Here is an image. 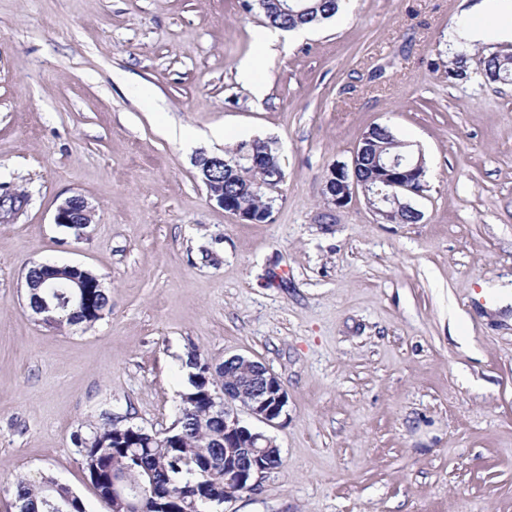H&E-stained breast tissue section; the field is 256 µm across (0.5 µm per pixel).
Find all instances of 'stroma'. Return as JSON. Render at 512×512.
<instances>
[{
	"mask_svg": "<svg viewBox=\"0 0 512 512\" xmlns=\"http://www.w3.org/2000/svg\"><path fill=\"white\" fill-rule=\"evenodd\" d=\"M277 44L255 96L239 64L266 20L240 0H0V512L52 476L111 512L72 443L109 409L171 427L181 360H259L288 393L258 493L222 512H512V82L475 45L449 79L462 0H350ZM387 126L424 157L414 224L362 191L327 211L332 164ZM224 139L204 146L172 129ZM261 138L286 178L270 222L209 202L194 164ZM95 221L54 222L67 197ZM102 277L112 308L52 328L27 307L35 263ZM485 74L491 80L508 81L512 79V55L508 57V61H504L502 56H489L484 61ZM94 210L88 201L80 195H74L66 198L57 208L54 222L61 227L67 224H75L69 226L70 233L77 238L78 233L83 225L80 235L83 237L87 234L90 224H93Z\"/></svg>",
	"mask_w": 512,
	"mask_h": 512,
	"instance_id": "obj_1",
	"label": "stroma"
}]
</instances>
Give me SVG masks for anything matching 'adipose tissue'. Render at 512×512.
Masks as SVG:
<instances>
[{
	"instance_id": "obj_1",
	"label": "adipose tissue",
	"mask_w": 512,
	"mask_h": 512,
	"mask_svg": "<svg viewBox=\"0 0 512 512\" xmlns=\"http://www.w3.org/2000/svg\"><path fill=\"white\" fill-rule=\"evenodd\" d=\"M493 38L512 41V0H472L457 25L448 32V42L455 50Z\"/></svg>"
}]
</instances>
